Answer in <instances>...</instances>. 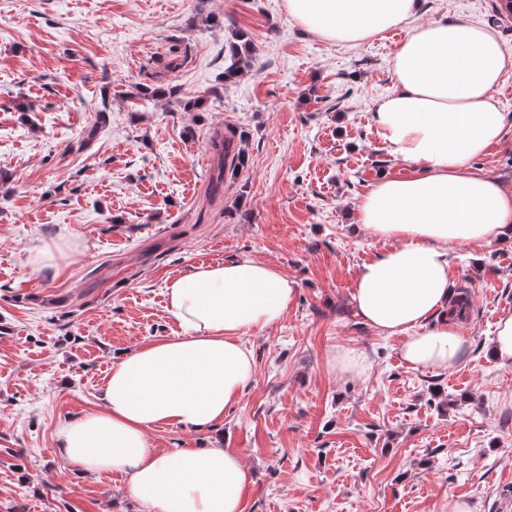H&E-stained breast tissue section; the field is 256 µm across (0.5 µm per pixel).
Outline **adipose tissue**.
<instances>
[{"label":"adipose tissue","instance_id":"obj_1","mask_svg":"<svg viewBox=\"0 0 512 512\" xmlns=\"http://www.w3.org/2000/svg\"><path fill=\"white\" fill-rule=\"evenodd\" d=\"M289 17L316 36L356 45L409 19L417 0H285ZM512 59L487 26L448 21L414 27L391 62L396 91L373 121L395 158L417 173L383 177L357 205L358 222L394 248L362 264L352 292L361 317L404 335L402 358L414 370L456 366L467 345L447 317L453 246L512 244V194L474 172L472 159L502 136L493 96ZM298 284L254 259L200 264L166 287L180 330L115 359L100 386L103 408L58 434L78 476L120 472L145 512H243L246 473L240 453L208 442L152 449L158 427L210 432L255 377L242 336L276 324Z\"/></svg>","mask_w":512,"mask_h":512}]
</instances>
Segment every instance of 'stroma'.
Masks as SVG:
<instances>
[{
    "mask_svg": "<svg viewBox=\"0 0 512 512\" xmlns=\"http://www.w3.org/2000/svg\"><path fill=\"white\" fill-rule=\"evenodd\" d=\"M494 15V0H419L411 23L352 46L295 24L285 0H0V512H143L122 473L76 477L57 433L101 409L114 356L177 331L173 277L242 259L294 278L295 302L243 335L256 376L223 426L161 427L152 447L237 450L244 512H440L450 496L512 512V366L489 355L512 317V246L453 247L470 346L448 371L408 368L402 336L352 301L361 265L392 246L356 204L415 171L371 120L395 89L392 57L410 25L447 20L494 25L512 56V20ZM237 32L251 61L228 83ZM144 84L204 109L145 100ZM494 95L505 133L471 166L512 194V70ZM101 108L106 125L78 149ZM228 128L247 163L214 196L207 144ZM64 235L78 252L33 271L27 248ZM338 347L365 355L362 377L330 371ZM139 93L143 97L167 96L174 98L176 103L184 112H200L203 109L204 98L200 96L185 97L180 93L179 88L170 87L168 90L154 88L152 86L143 85L139 88Z\"/></svg>",
    "mask_w": 512,
    "mask_h": 512,
    "instance_id": "1",
    "label": "stroma"
}]
</instances>
